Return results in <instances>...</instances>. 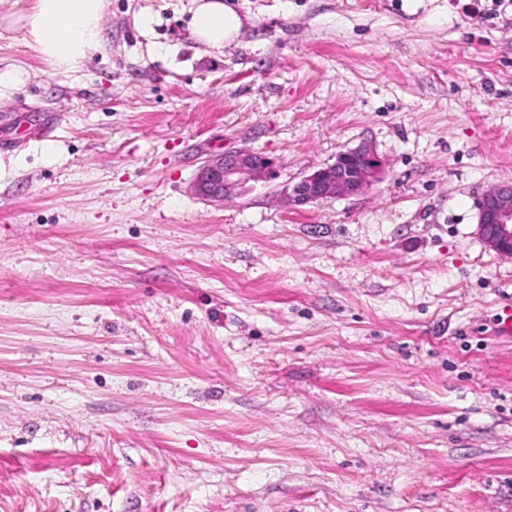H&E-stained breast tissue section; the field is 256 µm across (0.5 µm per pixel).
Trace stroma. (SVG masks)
Returning <instances> with one entry per match:
<instances>
[{
  "mask_svg": "<svg viewBox=\"0 0 512 512\" xmlns=\"http://www.w3.org/2000/svg\"><path fill=\"white\" fill-rule=\"evenodd\" d=\"M224 2L108 0L77 73L0 28V512H512V0ZM190 27L202 45L221 49L231 42L241 28V18L223 0H192ZM383 165L367 144L341 152L336 160L314 170L293 186L295 205L313 203L329 196L353 195L364 191L382 177ZM277 172L274 158L244 148L204 161L191 188L204 201L224 202L238 195L251 181L275 179ZM475 234L498 255L512 258V184L486 190L477 203Z\"/></svg>",
  "mask_w": 512,
  "mask_h": 512,
  "instance_id": "obj_1",
  "label": "stroma"
}]
</instances>
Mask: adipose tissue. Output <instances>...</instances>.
Returning <instances> with one entry per match:
<instances>
[{
  "mask_svg": "<svg viewBox=\"0 0 512 512\" xmlns=\"http://www.w3.org/2000/svg\"><path fill=\"white\" fill-rule=\"evenodd\" d=\"M105 9L106 0H32L26 14L0 17V24L23 30L50 70L77 72L101 43ZM190 27L200 44L220 49L241 19L223 0H193Z\"/></svg>",
  "mask_w": 512,
  "mask_h": 512,
  "instance_id": "obj_1",
  "label": "adipose tissue"
}]
</instances>
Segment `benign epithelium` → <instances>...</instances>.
<instances>
[{
  "mask_svg": "<svg viewBox=\"0 0 512 512\" xmlns=\"http://www.w3.org/2000/svg\"><path fill=\"white\" fill-rule=\"evenodd\" d=\"M277 161L261 152L239 149L209 158L192 183L193 193L207 202H222L239 194L251 181L277 177ZM383 165L374 151L361 144L341 152L336 160L304 177L293 186L290 197L296 205L329 196L353 195L382 177ZM475 234L495 253L512 258V184L486 190L477 203Z\"/></svg>",
  "mask_w": 512,
  "mask_h": 512,
  "instance_id": "1",
  "label": "benign epithelium"
}]
</instances>
